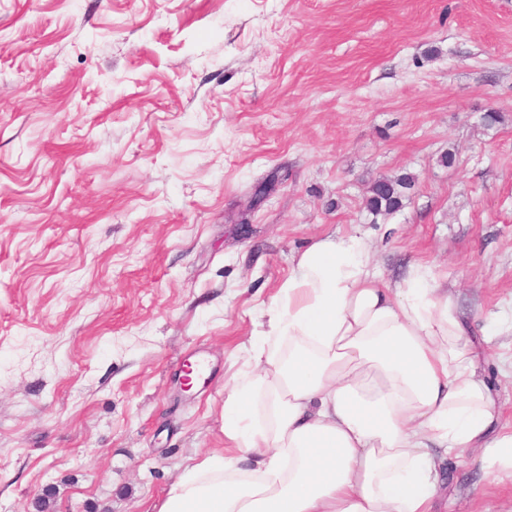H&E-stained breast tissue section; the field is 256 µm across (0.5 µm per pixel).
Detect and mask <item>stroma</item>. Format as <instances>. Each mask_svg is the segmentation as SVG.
<instances>
[{"instance_id": "obj_1", "label": "stroma", "mask_w": 512, "mask_h": 512, "mask_svg": "<svg viewBox=\"0 0 512 512\" xmlns=\"http://www.w3.org/2000/svg\"><path fill=\"white\" fill-rule=\"evenodd\" d=\"M331 233L491 330L512 425V0H0V512H152ZM442 477L436 512H512L480 462ZM413 187L414 179L407 174L375 180L369 189L366 208L375 216L390 215L401 207L403 198Z\"/></svg>"}]
</instances>
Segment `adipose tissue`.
<instances>
[{
	"label": "adipose tissue",
	"mask_w": 512,
	"mask_h": 512,
	"mask_svg": "<svg viewBox=\"0 0 512 512\" xmlns=\"http://www.w3.org/2000/svg\"><path fill=\"white\" fill-rule=\"evenodd\" d=\"M224 401L229 455L185 470L155 512H432L438 457L512 479L453 295L416 265L390 283L357 234L301 253Z\"/></svg>",
	"instance_id": "1"
}]
</instances>
